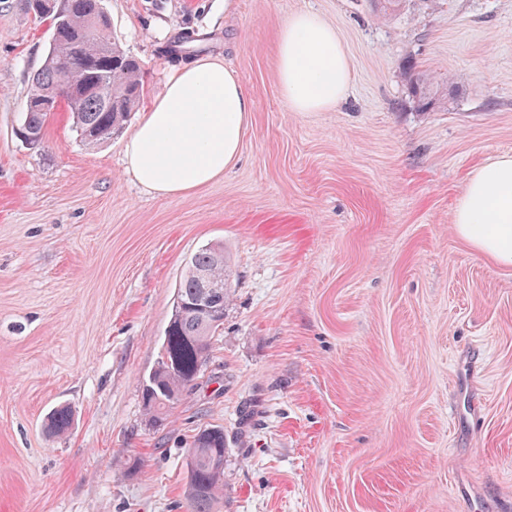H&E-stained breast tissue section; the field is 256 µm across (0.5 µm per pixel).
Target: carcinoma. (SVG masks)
Returning a JSON list of instances; mask_svg holds the SVG:
<instances>
[{
  "label": "carcinoma",
  "instance_id": "1",
  "mask_svg": "<svg viewBox=\"0 0 512 512\" xmlns=\"http://www.w3.org/2000/svg\"><path fill=\"white\" fill-rule=\"evenodd\" d=\"M100 0H44L54 34L45 62L33 77L20 134L39 140L50 113L45 105L62 99L73 117L82 142L98 145L122 129L138 103L142 85L139 62L107 35ZM404 80L419 112H431L444 101V84L428 70L411 66ZM206 273L210 287H201ZM231 301L224 246L195 252L186 265L176 292L175 311L165 329L162 352L142 385L144 410L152 421L165 419L184 393L199 385L201 368L212 339L223 329ZM71 425L67 407L47 418L52 434ZM186 512H216L224 498V430L200 428L187 443Z\"/></svg>",
  "mask_w": 512,
  "mask_h": 512
}]
</instances>
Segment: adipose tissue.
Wrapping results in <instances>:
<instances>
[{
    "label": "adipose tissue",
    "mask_w": 512,
    "mask_h": 512,
    "mask_svg": "<svg viewBox=\"0 0 512 512\" xmlns=\"http://www.w3.org/2000/svg\"><path fill=\"white\" fill-rule=\"evenodd\" d=\"M278 75L294 112H321L347 92L349 59L336 30L299 12L281 28ZM255 103L223 61L199 59L174 71L124 147L127 173L149 192L178 196L231 168ZM456 230L478 253L512 266V156L501 155L469 177Z\"/></svg>",
    "instance_id": "1"
}]
</instances>
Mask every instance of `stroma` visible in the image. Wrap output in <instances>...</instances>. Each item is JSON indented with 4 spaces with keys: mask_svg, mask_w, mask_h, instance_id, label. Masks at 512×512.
<instances>
[{
    "mask_svg": "<svg viewBox=\"0 0 512 512\" xmlns=\"http://www.w3.org/2000/svg\"><path fill=\"white\" fill-rule=\"evenodd\" d=\"M102 8L141 64L140 109L200 58L234 69L256 109L233 168L181 196L126 173L129 130L82 143L67 105L27 142L53 24L0 0V512H185L184 445L205 425L228 446L218 512H469L462 487L512 512V266L454 226L470 175L512 155V0ZM300 11L351 65L324 112L279 89V31ZM412 64L452 80L444 108L413 109ZM216 243L234 297L158 427L142 382L189 258ZM59 404L74 422L54 437Z\"/></svg>",
    "mask_w": 512,
    "mask_h": 512,
    "instance_id": "obj_1",
    "label": "stroma"
}]
</instances>
